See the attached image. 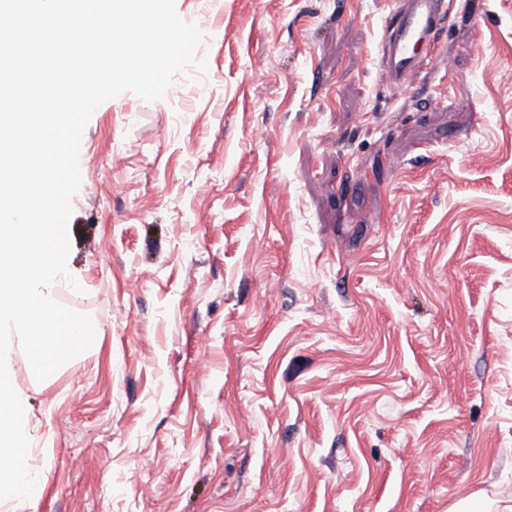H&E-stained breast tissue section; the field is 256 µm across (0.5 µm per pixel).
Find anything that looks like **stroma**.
Instances as JSON below:
<instances>
[{"label": "stroma", "instance_id": "35a3bbf8", "mask_svg": "<svg viewBox=\"0 0 512 512\" xmlns=\"http://www.w3.org/2000/svg\"><path fill=\"white\" fill-rule=\"evenodd\" d=\"M444 2L393 89L395 0H175L207 69L83 130L51 292L95 338L16 363L43 492L0 512L512 505V0ZM452 16L441 0H399L381 41L380 75L390 87L408 85L439 58L438 45ZM417 47L422 48L418 53Z\"/></svg>", "mask_w": 512, "mask_h": 512}]
</instances>
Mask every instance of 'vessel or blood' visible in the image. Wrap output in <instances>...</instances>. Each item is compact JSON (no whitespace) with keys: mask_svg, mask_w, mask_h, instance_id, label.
<instances>
[{"mask_svg":"<svg viewBox=\"0 0 512 512\" xmlns=\"http://www.w3.org/2000/svg\"><path fill=\"white\" fill-rule=\"evenodd\" d=\"M452 17L442 0H398L381 41L380 75L390 87L408 85L438 57L441 35Z\"/></svg>","mask_w":512,"mask_h":512,"instance_id":"obj_1","label":"vessel or blood"}]
</instances>
